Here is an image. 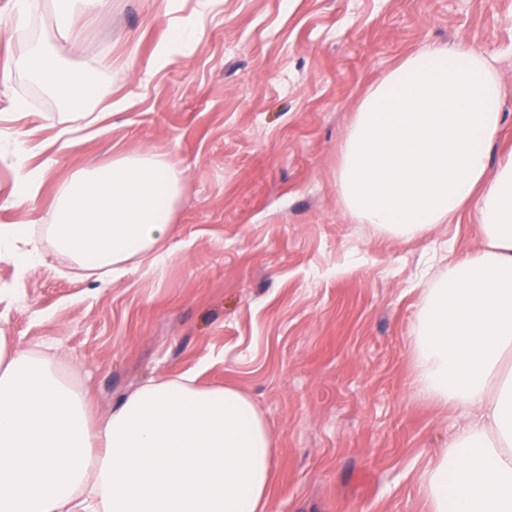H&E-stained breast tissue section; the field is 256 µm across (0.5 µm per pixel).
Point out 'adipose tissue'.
I'll use <instances>...</instances> for the list:
<instances>
[{
    "label": "adipose tissue",
    "instance_id": "obj_1",
    "mask_svg": "<svg viewBox=\"0 0 512 512\" xmlns=\"http://www.w3.org/2000/svg\"><path fill=\"white\" fill-rule=\"evenodd\" d=\"M56 35L0 68L25 72L69 111L72 144L104 97L71 45L103 0H57ZM489 62L466 42L408 55L362 98L339 145L336 189L359 223L396 238L474 208L483 246L426 289L413 328L423 397L466 413L422 480L429 512H512V153L488 168L501 124ZM183 173L145 151L62 182L49 233L63 262L105 275L157 258ZM21 272L46 255L27 228L0 226ZM272 433L253 402L193 378L158 379L93 421L54 358L0 335V512H267Z\"/></svg>",
    "mask_w": 512,
    "mask_h": 512
}]
</instances>
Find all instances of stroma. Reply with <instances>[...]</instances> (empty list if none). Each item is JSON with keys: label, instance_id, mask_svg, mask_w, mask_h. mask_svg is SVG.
<instances>
[{"label": "stroma", "instance_id": "obj_1", "mask_svg": "<svg viewBox=\"0 0 512 512\" xmlns=\"http://www.w3.org/2000/svg\"><path fill=\"white\" fill-rule=\"evenodd\" d=\"M199 16L188 57L158 66L173 20ZM460 38L498 75L496 158L512 149V0H105L74 53L113 103L101 133L63 146L61 103L22 72L0 89V225L51 250L58 186L148 150L185 172L164 258L106 286L51 257L22 277L2 255L0 331L57 355L100 418L158 377L248 396L274 439L267 512H429L422 476L464 416L419 395L412 327L480 225L383 235L344 211L336 168L368 89ZM14 97L28 112L5 111ZM37 167L38 195L16 202ZM43 172L38 169L22 170L16 184L15 197L18 199H33L37 196L41 187Z\"/></svg>", "mask_w": 512, "mask_h": 512}]
</instances>
